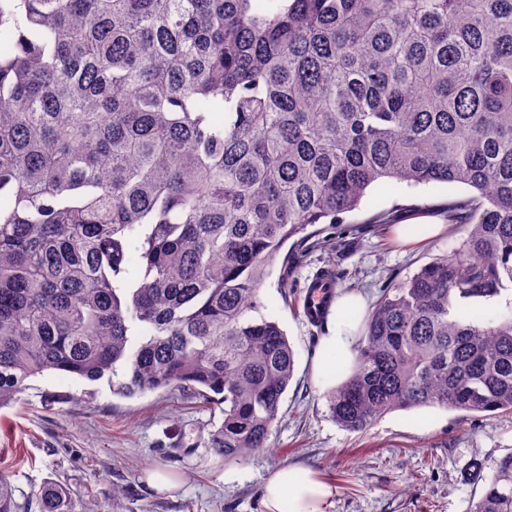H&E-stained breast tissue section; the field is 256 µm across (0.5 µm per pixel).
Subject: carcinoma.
Instances as JSON below:
<instances>
[{"label": "carcinoma", "instance_id": "cac0c4a2", "mask_svg": "<svg viewBox=\"0 0 512 512\" xmlns=\"http://www.w3.org/2000/svg\"><path fill=\"white\" fill-rule=\"evenodd\" d=\"M392 181L473 191L463 255L380 290L331 418L512 415V314L454 313L512 282V0H0V407L108 375L219 406L221 455L268 447L295 368L270 266ZM472 476L469 512H512V453Z\"/></svg>", "mask_w": 512, "mask_h": 512}]
</instances>
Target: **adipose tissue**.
<instances>
[{"label": "adipose tissue", "mask_w": 512, "mask_h": 512, "mask_svg": "<svg viewBox=\"0 0 512 512\" xmlns=\"http://www.w3.org/2000/svg\"><path fill=\"white\" fill-rule=\"evenodd\" d=\"M366 312L361 296L343 294L331 305L328 334L321 344V353L314 361L317 378H324L330 362L351 366L360 323ZM332 493L320 479L301 474L299 469L283 465L266 480L263 504L266 512H321V506Z\"/></svg>", "instance_id": "ef3b65f1"}]
</instances>
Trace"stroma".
<instances>
[{"mask_svg": "<svg viewBox=\"0 0 512 512\" xmlns=\"http://www.w3.org/2000/svg\"><path fill=\"white\" fill-rule=\"evenodd\" d=\"M463 186L392 184L369 191L343 223L320 227L321 247L284 269L275 263L261 290L268 316L285 330L295 372L267 448L227 459L208 446L220 414L199 407L183 391L126 398L112 382L46 372L24 382L17 400L0 408V472L18 501H35L47 481L68 485L73 512H264L262 487L290 464L326 482L332 494L323 512H469L481 491L471 475L474 457L512 452V415L473 418L439 407L391 411L364 433L343 429L329 416L327 390L313 360L326 323L302 312L307 282L321 269L339 272L338 292L356 291L375 302L385 280L401 282L423 265L459 252L462 225L447 223L442 204ZM381 211L402 224H440L430 241L402 243ZM294 285L281 298L280 276ZM150 467L179 482L169 494L145 484Z\"/></svg>", "mask_w": 512, "mask_h": 512, "instance_id": "35a3bbf8", "label": "stroma"}]
</instances>
